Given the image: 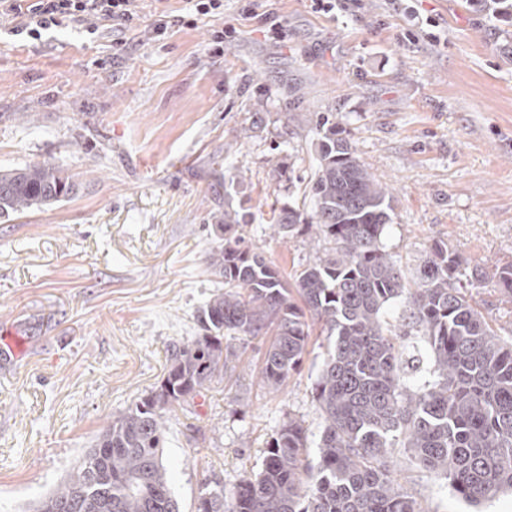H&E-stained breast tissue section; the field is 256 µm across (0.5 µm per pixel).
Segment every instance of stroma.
I'll return each mask as SVG.
<instances>
[{"label":"stroma","mask_w":512,"mask_h":512,"mask_svg":"<svg viewBox=\"0 0 512 512\" xmlns=\"http://www.w3.org/2000/svg\"><path fill=\"white\" fill-rule=\"evenodd\" d=\"M137 5V25L101 22L94 35L79 22L32 40L0 19V169L48 159L80 183L71 199L0 218V323L27 345L0 364V512H33L104 422L161 380L172 343L196 336L225 202L283 273L311 261L314 231L274 233L270 216L303 203L318 113L335 115L393 195L384 243L407 275L439 241L473 271L512 264L511 17L479 0H358L334 15L310 0H224L223 14L158 37L159 16L184 0ZM468 291L512 335L494 280ZM325 342L313 329L272 393L262 340L237 341L234 369L170 415L164 460L183 512L204 483L229 490L258 471L288 418L318 440ZM393 462L423 512H512L511 493L476 507L404 449Z\"/></svg>","instance_id":"35a3bbf8"}]
</instances>
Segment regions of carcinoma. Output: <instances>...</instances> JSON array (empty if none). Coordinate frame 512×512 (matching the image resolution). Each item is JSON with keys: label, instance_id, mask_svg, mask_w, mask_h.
<instances>
[{"label": "carcinoma", "instance_id": "cac0c4a2", "mask_svg": "<svg viewBox=\"0 0 512 512\" xmlns=\"http://www.w3.org/2000/svg\"><path fill=\"white\" fill-rule=\"evenodd\" d=\"M317 126L311 211L284 206L272 221L285 235L315 227L321 255L286 279L224 198L209 263L218 289L199 316L202 335L172 345L162 379L100 428L35 512H181L163 460L168 415L238 358L240 336L271 337L261 379L280 389L307 353L313 324L332 337L314 385L323 419L316 460L308 429L290 417L261 469L227 493L205 484L196 512H422L393 476L394 448L472 504L512 491V336L499 335L462 291L468 263L447 243H435L408 281L382 241L393 196L330 116ZM78 186L50 160L0 170V217L52 206ZM492 278L512 302V265ZM398 300L406 314L390 325L385 315Z\"/></svg>", "mask_w": 512, "mask_h": 512}]
</instances>
